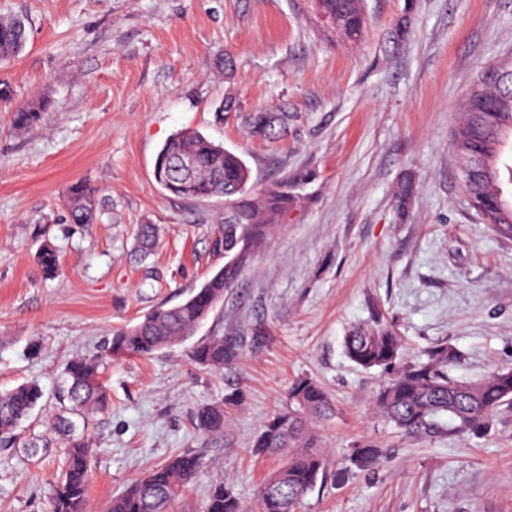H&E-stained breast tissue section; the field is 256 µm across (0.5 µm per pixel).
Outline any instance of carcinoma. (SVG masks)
I'll use <instances>...</instances> for the list:
<instances>
[{"instance_id": "obj_1", "label": "carcinoma", "mask_w": 512, "mask_h": 512, "mask_svg": "<svg viewBox=\"0 0 512 512\" xmlns=\"http://www.w3.org/2000/svg\"><path fill=\"white\" fill-rule=\"evenodd\" d=\"M312 10L336 21L332 32L347 42L358 41L365 28L363 0H310ZM27 41L24 19L0 18V60L19 55ZM500 72L481 73L462 98V120L453 132L465 149L455 151L461 165L499 153L496 143L485 140L488 128L512 130V56L497 61ZM0 107L12 109V126L25 129L39 120L40 106L14 105L9 86H0ZM284 112L259 109L246 115L244 123L255 136L271 133L286 124ZM499 160L489 179L473 183L462 179L463 193L484 195L489 209L500 207L499 188L512 183V152ZM153 175L156 183L179 199L222 198L225 216L224 266L184 301L159 304L141 320L112 333V339L95 358L71 361L64 372L59 399L68 402L66 414L56 417L53 430L63 439V468L52 488V512H89L88 488L92 472V452L85 433L78 432L72 417L87 420L109 408V395L100 379L102 360L123 354L150 357L194 335L195 330L224 300V291L234 286L237 277L256 249L267 240L281 217L302 198L299 185L284 179L265 188L249 185L250 169L243 153L224 148L204 135L190 130L172 134L158 151ZM414 193V182L407 178L394 193L400 214H405ZM68 221L92 224L101 215L96 188L85 182L71 185L68 193ZM136 248L148 257L158 243L153 224H139ZM38 260L44 272L54 275L60 256L48 243L41 246ZM347 357L356 365L381 368L384 380L374 398V409L407 435L432 433L443 416L457 422V430L480 435L490 418L512 399V368L494 369L482 378L463 382L450 375L459 362L457 352L435 345L423 360L404 358L400 336L383 319L374 316L367 323L352 327L344 339ZM241 346L231 337L205 336L190 350L193 361L209 370H222L236 361ZM42 397L35 382L0 393V446L15 443V430L30 417ZM288 411L268 419L256 437L257 454L288 449L283 465L260 486L255 512H296L299 501L323 476V459L316 450L312 420L326 415L331 404L326 392L315 382L300 381L288 389ZM194 425L203 437L224 433V405L211 404L197 409ZM380 459V449L358 443L353 464L366 468ZM200 470V459L190 453L173 456L162 466L149 470L112 498L107 512H172ZM205 512H244V507L227 488L218 485L211 491Z\"/></svg>"}]
</instances>
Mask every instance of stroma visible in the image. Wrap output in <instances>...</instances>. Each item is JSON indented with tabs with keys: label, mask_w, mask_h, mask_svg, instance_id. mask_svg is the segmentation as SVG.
I'll use <instances>...</instances> for the list:
<instances>
[{
	"label": "stroma",
	"mask_w": 512,
	"mask_h": 512,
	"mask_svg": "<svg viewBox=\"0 0 512 512\" xmlns=\"http://www.w3.org/2000/svg\"><path fill=\"white\" fill-rule=\"evenodd\" d=\"M355 43L325 41L306 0H0V17L25 18L27 44L0 61L16 102L38 97L40 119L17 131L0 108V393L35 381L43 397L0 447V512H50L54 440L66 364L98 354L113 331L161 303L175 304L224 264L223 202L169 197L153 177L157 151L181 129L243 151L251 182L303 181L304 200L276 224L198 336L237 337L223 371L197 365L189 343L148 358L105 362L111 409L90 418L88 496H113L176 453L203 469L176 503L203 512L230 487L252 506L278 454L252 444L311 379L332 412L315 425L324 476L297 512H512V402L480 437L407 435L373 410L384 375L348 359L352 326L380 314L406 359L437 344L455 349V378L512 367V240L495 236L461 191L450 146L457 104L483 67L512 54V0H364ZM408 20L405 40L395 38ZM234 94L238 109L217 117ZM289 115L286 132L247 137L244 116ZM415 180L407 217L393 193ZM97 187L94 224L66 219L70 186ZM156 224L147 258L133 229ZM59 251L45 277L37 253ZM237 392L223 436L202 440L193 414ZM380 448L361 469L354 444Z\"/></svg>",
	"instance_id": "35a3bbf8"
}]
</instances>
